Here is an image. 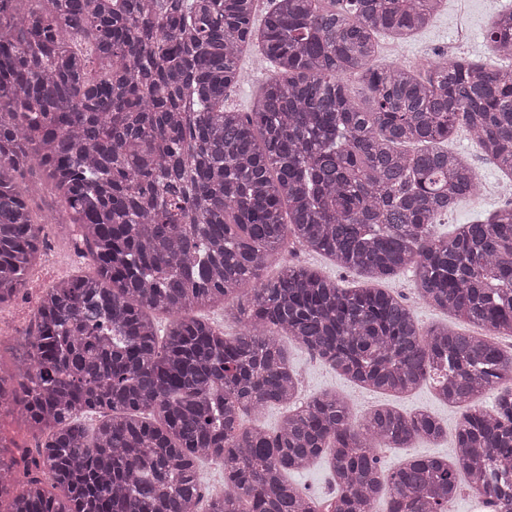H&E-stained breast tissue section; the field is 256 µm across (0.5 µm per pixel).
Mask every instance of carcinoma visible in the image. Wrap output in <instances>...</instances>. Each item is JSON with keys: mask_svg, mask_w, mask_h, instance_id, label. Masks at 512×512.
Segmentation results:
<instances>
[{"mask_svg": "<svg viewBox=\"0 0 512 512\" xmlns=\"http://www.w3.org/2000/svg\"><path fill=\"white\" fill-rule=\"evenodd\" d=\"M442 2L266 0L257 25V0H0V306L41 257L26 169L94 265L45 289L24 353L0 364V414L38 440L29 459L0 435L7 512H376L383 494L386 512H448L463 482L512 512V484L481 467H512L511 346L424 331L401 297L295 263L262 278L291 238L373 280L411 267L425 304L512 338V207L434 233L477 189L441 148L458 128L512 179V66L374 65L378 34L407 39ZM488 39L512 56V11ZM252 49L272 75L236 112L224 93ZM214 305L244 329L226 337L193 316ZM153 312L170 318L161 339ZM285 335L363 386L428 382L466 407L456 462L382 470L377 449L437 440L443 425L392 408L357 425L336 394L302 397ZM268 405L288 406L277 431L245 425ZM88 413L101 414L91 435ZM321 458L337 494L319 500L286 474ZM204 459L224 465L214 493ZM22 187L29 191V198L33 210L45 218L52 215L62 218L64 210L53 196L50 187L44 183L37 171L26 170L22 179Z\"/></svg>", "mask_w": 512, "mask_h": 512, "instance_id": "obj_1", "label": "carcinoma"}]
</instances>
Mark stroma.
<instances>
[{
	"mask_svg": "<svg viewBox=\"0 0 512 512\" xmlns=\"http://www.w3.org/2000/svg\"><path fill=\"white\" fill-rule=\"evenodd\" d=\"M488 0H444L443 7L433 20L410 39L399 42L397 48L383 46L377 60L378 65L391 62L400 65L420 64L423 57L432 58L455 52L493 62L486 35L492 21L487 6ZM242 68L252 70L250 82L230 87L225 104L241 112L250 111L253 99L260 85L270 74V65L258 53L252 52L241 60ZM448 149L478 173V189L474 194L461 200L455 208L443 216L437 226L439 235L452 236L456 229L476 219H483L504 206L505 200L496 186L503 175L493 165L483 160L475 142L466 129H459L448 141ZM57 265L42 264L39 274L45 284L51 285L60 277H76L91 273L93 262L84 256L77 244L74 229L60 231L52 241ZM289 261L320 271L344 288L366 287L365 279L356 273L337 269L326 257L302 250L298 245L285 246ZM416 275L414 269L399 271L382 281V289L401 295L411 304L413 314L423 328L446 325L467 333L478 332L479 327L461 318L444 314L433 307L417 303L413 288ZM36 307L34 295H20L12 302L0 306V362L12 364L18 354L17 341L25 335ZM283 348L290 363L302 379V393L310 396L329 392L338 395L348 405L355 422H362L366 415L380 406H390L405 413L425 411L437 418L445 428L444 436L436 442L418 440L402 448H382L378 456L382 467L391 471L401 464L424 456L449 458L453 455V442L458 422L464 410L451 407L438 400L430 387L424 384L413 392L401 397L384 395L349 381L340 376L328 364L316 360L300 344L283 340Z\"/></svg>",
	"mask_w": 512,
	"mask_h": 512,
	"instance_id": "stroma-1",
	"label": "stroma"
}]
</instances>
